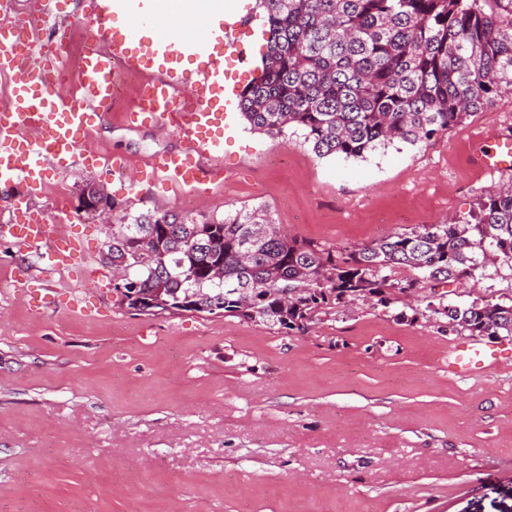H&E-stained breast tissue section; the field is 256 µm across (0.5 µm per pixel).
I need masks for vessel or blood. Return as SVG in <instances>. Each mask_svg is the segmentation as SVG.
I'll list each match as a JSON object with an SVG mask.
<instances>
[{
	"label": "vessel or blood",
	"mask_w": 512,
	"mask_h": 512,
	"mask_svg": "<svg viewBox=\"0 0 512 512\" xmlns=\"http://www.w3.org/2000/svg\"><path fill=\"white\" fill-rule=\"evenodd\" d=\"M87 16L99 27L88 35L77 60L80 83L78 99H53L52 75L55 64L45 63L31 40L22 39L21 24L0 29V73L6 74L15 90L6 109L0 110V183L19 181L27 191L46 186L48 171H67L75 164H96L85 154L83 144L109 117L117 96V76L126 72L143 76L137 89L136 106L143 121L159 125L182 144L179 151L156 155L151 160L156 179L175 186H199L213 180L215 163L224 154V143L214 137L213 126L233 111L237 82H225L228 73L246 79L251 61L236 40L240 23L236 16L251 10L249 0H211L210 7L225 17L224 44L215 46L187 38L179 32L167 39L149 37L160 25V11L148 8L144 0H83ZM136 18L137 31L120 32L111 23L118 13ZM191 48L198 62L194 80H187L180 68L182 53L175 44ZM191 86L193 103L182 96ZM512 165V141L502 140L486 154L483 167L494 171ZM0 234L14 238L25 249L44 245L48 226L39 212L29 213L23 222L0 226ZM502 353L466 343L448 352L450 374L478 375L497 363Z\"/></svg>",
	"instance_id": "1"
}]
</instances>
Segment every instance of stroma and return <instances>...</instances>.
Returning a JSON list of instances; mask_svg holds the SVG:
<instances>
[{
    "instance_id": "stroma-1",
    "label": "stroma",
    "mask_w": 512,
    "mask_h": 512,
    "mask_svg": "<svg viewBox=\"0 0 512 512\" xmlns=\"http://www.w3.org/2000/svg\"><path fill=\"white\" fill-rule=\"evenodd\" d=\"M135 97L86 143L100 164L50 174L66 196L0 192V225L30 208L80 245L59 273L0 236V512H512V360L450 375L449 345L473 338L427 309L512 300V265L422 288L404 314L360 299L284 334L130 311L106 257L113 225L156 211L220 220L264 207L288 235L341 247L468 216L512 184V168L479 164L512 136V89L430 141L358 160L238 117L220 175L199 189L152 178L149 158L180 143L123 123ZM89 184L108 196L107 216L81 209Z\"/></svg>"
}]
</instances>
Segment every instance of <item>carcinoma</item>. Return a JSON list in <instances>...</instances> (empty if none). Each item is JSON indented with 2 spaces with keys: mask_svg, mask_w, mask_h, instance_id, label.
<instances>
[{
  "mask_svg": "<svg viewBox=\"0 0 512 512\" xmlns=\"http://www.w3.org/2000/svg\"><path fill=\"white\" fill-rule=\"evenodd\" d=\"M261 2L263 68L239 110L251 130L299 132L320 157L427 141L512 88V0L490 13L487 0ZM489 253L512 262V185L468 218L353 248L289 236L257 209L222 220L162 212L115 225L106 256L143 296L165 289L179 312L221 311L290 334L345 302L388 309L422 283L474 279ZM433 313L459 334L512 339V303L483 297Z\"/></svg>",
  "mask_w": 512,
  "mask_h": 512,
  "instance_id": "carcinoma-1",
  "label": "carcinoma"
}]
</instances>
